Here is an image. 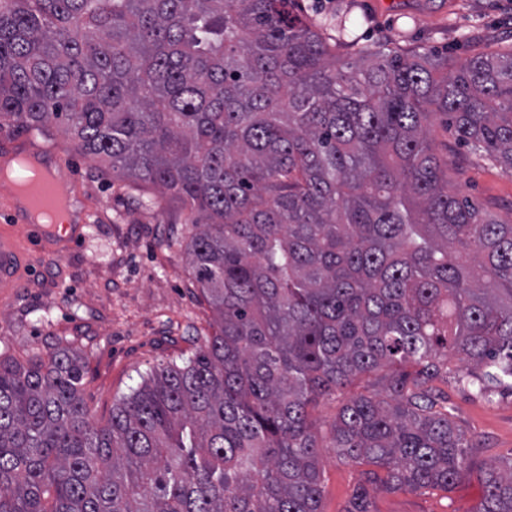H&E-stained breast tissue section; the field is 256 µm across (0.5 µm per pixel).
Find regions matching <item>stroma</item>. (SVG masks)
<instances>
[{
  "label": "stroma",
  "mask_w": 512,
  "mask_h": 512,
  "mask_svg": "<svg viewBox=\"0 0 512 512\" xmlns=\"http://www.w3.org/2000/svg\"><path fill=\"white\" fill-rule=\"evenodd\" d=\"M305 14L328 29L346 26L370 44L390 38L405 48L451 57L461 66L487 48L512 45V0H300ZM440 153L461 174L452 190L512 220V175L460 146L435 122ZM61 147L65 177L93 215L67 243L32 238L15 224L0 232L16 241L14 285L0 288V352L16 356L68 344L86 359L83 397L94 423L105 424L113 403L137 387L150 368L191 356L195 337L213 319L187 258L191 217L163 190L121 178L73 149L63 127L48 134L0 125V146ZM434 392L473 440L468 474L452 492L369 488L370 512H476L485 494L487 464L512 454V392L481 397L455 382ZM321 512H346L364 485L361 465L337 456L320 432Z\"/></svg>",
  "instance_id": "stroma-1"
}]
</instances>
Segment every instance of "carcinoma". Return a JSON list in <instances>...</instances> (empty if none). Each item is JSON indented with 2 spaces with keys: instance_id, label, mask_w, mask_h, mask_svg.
<instances>
[{
  "instance_id": "1",
  "label": "carcinoma",
  "mask_w": 512,
  "mask_h": 512,
  "mask_svg": "<svg viewBox=\"0 0 512 512\" xmlns=\"http://www.w3.org/2000/svg\"><path fill=\"white\" fill-rule=\"evenodd\" d=\"M297 2L0 0V122L60 125L203 213L188 258L215 316L104 425L82 356L1 353L0 512H321L310 409L337 393L330 447L367 483L466 477L432 383L512 389V223L448 189L430 130L512 173V47L452 71L333 43ZM483 482L476 512H512V458Z\"/></svg>"
}]
</instances>
